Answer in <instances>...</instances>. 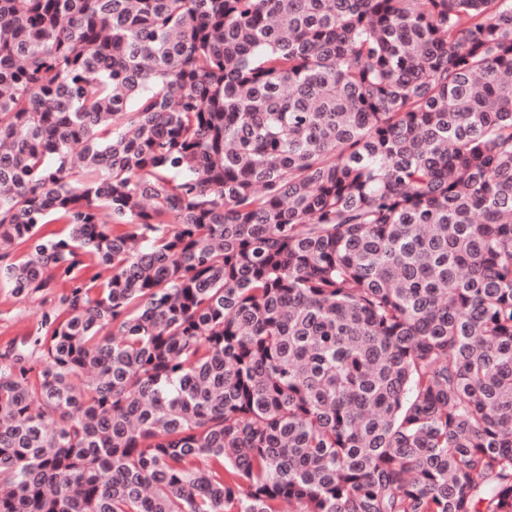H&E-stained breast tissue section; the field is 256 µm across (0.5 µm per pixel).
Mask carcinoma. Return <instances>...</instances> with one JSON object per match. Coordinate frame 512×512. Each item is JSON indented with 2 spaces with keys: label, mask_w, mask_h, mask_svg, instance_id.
<instances>
[{
  "label": "carcinoma",
  "mask_w": 512,
  "mask_h": 512,
  "mask_svg": "<svg viewBox=\"0 0 512 512\" xmlns=\"http://www.w3.org/2000/svg\"><path fill=\"white\" fill-rule=\"evenodd\" d=\"M59 280L0 512H512V0H0Z\"/></svg>",
  "instance_id": "obj_1"
}]
</instances>
